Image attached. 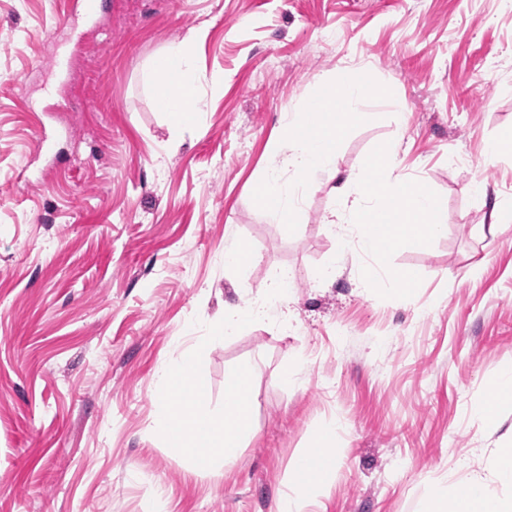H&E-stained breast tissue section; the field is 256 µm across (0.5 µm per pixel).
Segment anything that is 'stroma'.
I'll use <instances>...</instances> for the list:
<instances>
[{"label":"stroma","instance_id":"1","mask_svg":"<svg viewBox=\"0 0 512 512\" xmlns=\"http://www.w3.org/2000/svg\"><path fill=\"white\" fill-rule=\"evenodd\" d=\"M0 0V512H275L316 426L335 422L320 512H421L432 480L497 448L512 409L472 417L512 368V8L503 0ZM331 39H322V32ZM192 38L200 123L173 131L146 78ZM367 66L393 97L338 148L396 144L445 232L391 258L412 300L363 288L328 188L296 232L253 204L285 114L315 80ZM54 134L36 149L40 127ZM257 260L225 262L230 242ZM328 280H320L323 270ZM288 272L287 299L265 290ZM272 317L210 343L209 407L251 369L254 439L199 471L155 435L158 371L225 303ZM295 371L284 383V368Z\"/></svg>","mask_w":512,"mask_h":512}]
</instances>
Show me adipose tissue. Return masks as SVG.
<instances>
[{"mask_svg":"<svg viewBox=\"0 0 512 512\" xmlns=\"http://www.w3.org/2000/svg\"><path fill=\"white\" fill-rule=\"evenodd\" d=\"M150 77L156 105L172 125L199 120V78L189 41L174 44L157 56ZM337 441L335 423L316 429L313 445L321 453L309 452L297 461L278 512H312L317 506L323 486L335 471L332 450ZM426 512H512V438L496 448L485 465L471 470L465 481L440 476L429 491Z\"/></svg>","mask_w":512,"mask_h":512,"instance_id":"ef3b65f1","label":"adipose tissue"}]
</instances>
